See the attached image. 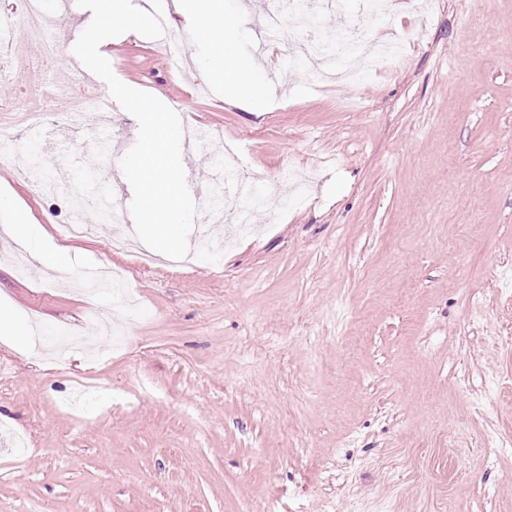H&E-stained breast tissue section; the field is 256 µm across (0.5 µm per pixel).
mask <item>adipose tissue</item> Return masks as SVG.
Listing matches in <instances>:
<instances>
[{
	"label": "adipose tissue",
	"instance_id": "adipose-tissue-1",
	"mask_svg": "<svg viewBox=\"0 0 512 512\" xmlns=\"http://www.w3.org/2000/svg\"><path fill=\"white\" fill-rule=\"evenodd\" d=\"M184 14L196 35L213 49L210 61L202 65L203 70L219 66L224 72L226 86L234 91L229 99L230 104H251L253 94L262 81V68L251 61H240L237 57L234 48L236 25L225 19L221 0H185ZM0 230L18 246L27 249L33 261L48 264V257L35 247L41 233L40 226L29 223L17 203L6 195L0 196Z\"/></svg>",
	"mask_w": 512,
	"mask_h": 512
}]
</instances>
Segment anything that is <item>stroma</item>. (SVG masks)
Wrapping results in <instances>:
<instances>
[{"label":"stroma","mask_w":512,"mask_h":512,"mask_svg":"<svg viewBox=\"0 0 512 512\" xmlns=\"http://www.w3.org/2000/svg\"><path fill=\"white\" fill-rule=\"evenodd\" d=\"M268 0H224L237 52L279 75L250 109L202 74L210 52L169 15L171 45L111 38L127 85L239 148L273 185L255 234L209 260L143 268L109 246L130 213L122 108L0 130V192L41 225L59 268L18 269L0 240V305L39 324L35 354L0 341V512H512V0H401L364 17L398 66L359 85L284 70ZM52 69L0 72V103L46 80L106 93L70 46L77 20L41 0ZM64 165L78 184L33 194ZM88 229L61 244L76 190ZM126 272L87 297L86 272Z\"/></svg>","instance_id":"stroma-1"}]
</instances>
